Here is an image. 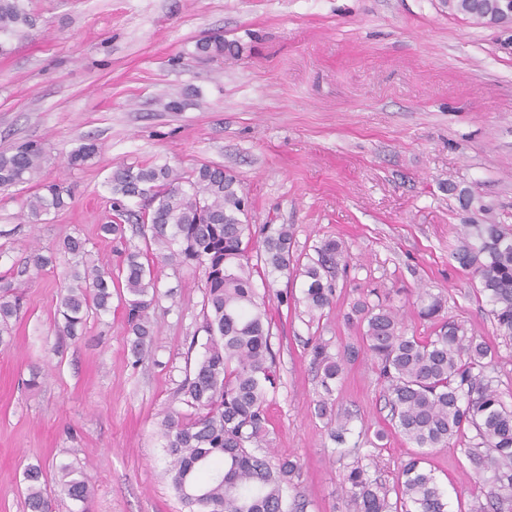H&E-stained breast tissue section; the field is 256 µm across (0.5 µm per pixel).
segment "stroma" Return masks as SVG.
I'll return each mask as SVG.
<instances>
[{
    "instance_id": "obj_1",
    "label": "stroma",
    "mask_w": 512,
    "mask_h": 512,
    "mask_svg": "<svg viewBox=\"0 0 512 512\" xmlns=\"http://www.w3.org/2000/svg\"><path fill=\"white\" fill-rule=\"evenodd\" d=\"M33 27L0 56V153L26 141L49 155L47 180H66L74 202L33 226L21 217L35 184L0 191V271L22 270L23 305L0 344V512H27L23 471L48 466L53 512H183L163 477L159 424L185 377L202 325L205 278L161 267L150 311L158 332L140 363L127 353L120 300L62 334L56 313L73 259L116 264L122 244L98 235L105 185L119 164L188 169L213 163L240 180L250 221L294 227V254L328 238L345 253L333 304L310 319L303 304L271 302L280 379L268 406L267 449L297 460L303 512H345L346 464L316 403L323 394L306 342L331 353L358 343L354 303L383 302L409 332L432 335L416 312L419 289L441 296L448 317L495 347L487 369L512 406V343L498 336L475 281L452 254L473 217L471 190L512 226V33L443 12L439 0H27ZM236 42L235 58H200L198 40ZM181 106L171 111L170 100ZM100 150L66 168L83 139ZM54 265L29 266L33 248ZM39 384L30 387L32 373ZM348 417L346 445L393 486L416 453L389 421L373 359L348 362L333 393ZM91 478L87 504L60 495L56 467ZM450 512H470L481 481L461 445L427 456Z\"/></svg>"
}]
</instances>
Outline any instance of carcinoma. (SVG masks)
<instances>
[{
  "label": "carcinoma",
  "instance_id": "cac0c4a2",
  "mask_svg": "<svg viewBox=\"0 0 512 512\" xmlns=\"http://www.w3.org/2000/svg\"><path fill=\"white\" fill-rule=\"evenodd\" d=\"M502 0H441L452 14L477 23L499 11ZM33 26L24 0H0V36ZM199 55L211 58L238 54L233 41L222 37L202 40ZM98 154L91 141L72 149L66 159L80 168ZM47 162L42 145L26 143L11 154H0V190L37 182L24 202V216L40 224L51 212L69 208L72 187L63 180L45 182L39 176ZM111 215L100 225L112 240L126 241V224L144 247H126L117 269L89 264L86 241L66 237L61 250L76 258L73 285L62 294L57 309L63 331L75 333L89 315L112 311V294L123 298L128 325V351L139 363L151 351L156 326L150 310L158 297L155 260L192 265L205 277L202 330L205 342L174 400L187 411L168 413L160 428L167 455L170 484L186 512H298L286 493L295 487L299 465L286 457L257 455L253 449L266 436V410L279 375L271 348L272 326L265 297L259 296L253 276L259 266L269 273L303 278L301 301L310 315L322 314L333 302L332 274L344 254L341 241L328 239L305 264L294 258L291 224L249 222L246 197L235 175L216 164L202 163L188 170L168 165H118L107 179ZM143 202L139 210L131 208ZM481 220L463 225L464 242L452 253L460 268L477 279L476 294L490 306L496 332L512 341V228L496 223L492 209L478 207ZM21 282L0 276V343L10 320L20 311ZM418 315L436 323L433 335L410 334L398 313L380 303L360 301L352 308L362 327V345H347L333 355L327 344L308 342L312 363L321 375L326 397L318 404L327 419L330 438L345 444L346 423L336 420L329 395L343 365L364 351L373 358L383 382L386 405L394 428L414 447L417 456L406 463L392 492L370 474L368 456L345 448L353 456L342 473L346 512H447L434 474L422 463L427 449L452 441L474 443L465 448L473 469L486 475L485 501L470 512H512V406L502 399L485 369L497 352L468 334L463 324L444 315L441 297L417 295ZM28 512H52L41 465L24 471ZM60 492L86 503L91 482L71 465L60 467Z\"/></svg>",
  "mask_w": 512,
  "mask_h": 512
}]
</instances>
